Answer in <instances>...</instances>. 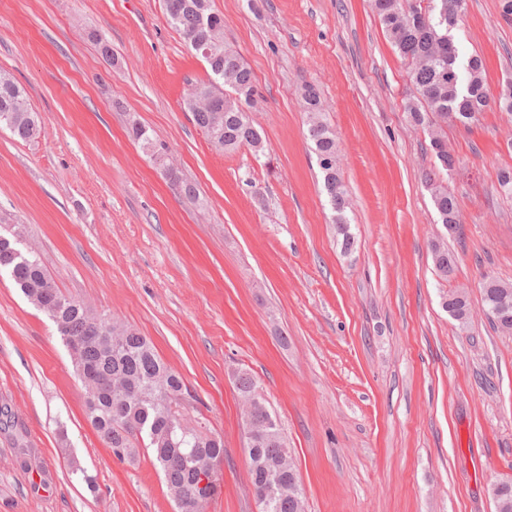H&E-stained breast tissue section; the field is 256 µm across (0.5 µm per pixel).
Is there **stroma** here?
Segmentation results:
<instances>
[{"instance_id":"1","label":"stroma","mask_w":512,"mask_h":512,"mask_svg":"<svg viewBox=\"0 0 512 512\" xmlns=\"http://www.w3.org/2000/svg\"><path fill=\"white\" fill-rule=\"evenodd\" d=\"M252 70L264 150L216 151L185 105L206 65L163 0H0V72L42 121L0 129V233L58 287L138 330L183 378V410L224 439L205 512H258L232 374L258 381L295 457L306 512H496L512 480V334L481 282L512 283V121L449 124L463 227L439 221L429 136L404 112L408 67L368 0H212ZM112 48L106 59L91 33ZM499 90L512 22L466 0L452 31ZM336 131L350 231L323 188L304 84ZM145 126L197 187L180 194L133 140ZM458 256L437 276L432 243ZM462 289L467 326L443 309ZM54 323L0 271V512H175L150 456L119 461L85 418Z\"/></svg>"}]
</instances>
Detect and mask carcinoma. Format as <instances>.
Listing matches in <instances>:
<instances>
[{
  "label": "carcinoma",
  "mask_w": 512,
  "mask_h": 512,
  "mask_svg": "<svg viewBox=\"0 0 512 512\" xmlns=\"http://www.w3.org/2000/svg\"><path fill=\"white\" fill-rule=\"evenodd\" d=\"M459 0H372L385 34L409 69L407 91L408 120L428 130L434 166L423 179L439 215L449 230L461 228L456 196L448 189L444 175L452 157L443 139L441 123L457 120L463 125L479 121L488 111L503 112L512 119V80L507 79L499 95L486 82V67L481 57L470 55L461 60L450 31L459 20L454 5ZM168 19L183 34L190 47L206 61L208 81L194 85L195 94L211 97L224 111L196 110L187 101L195 123L211 144L226 153L242 147L254 154L263 151V139L253 125L246 108L256 99L252 71L242 57L224 44V15L212 8L211 0H164ZM210 17L205 27L200 14ZM301 107L307 117L308 136L314 143L324 187L334 212V223L342 235L341 247L351 251L354 239L346 217L347 190L340 174V164L329 163L337 155L336 135L321 115L317 89H302ZM11 114V122H2L15 137L27 142L41 131V122L27 103L24 90L10 77L0 75V113ZM134 138L158 161L167 149L153 142L146 128L132 127ZM19 234L0 235V269L9 271L14 283L28 300L56 325L64 343L77 341L82 349L71 356L75 373L85 367L116 381V388L87 394L84 414L114 457L134 463L141 451H151L154 465L162 472L173 502H181L178 512H204L211 497L217 470L211 471L209 485L197 484V470L224 459V441L194 434L195 426L182 418L178 407L184 401L182 377L158 356L153 343L136 330L98 313L80 300L66 295L55 284L34 250L17 248ZM433 264L439 276L450 277L448 260L455 256L432 248ZM483 309L496 329L512 331L511 319L497 315L504 303L512 304V286L494 280L481 285ZM288 450L280 428L257 449L250 476L257 489L267 478L288 464ZM305 497L288 495L269 497L261 512H304Z\"/></svg>",
  "instance_id": "1"
}]
</instances>
